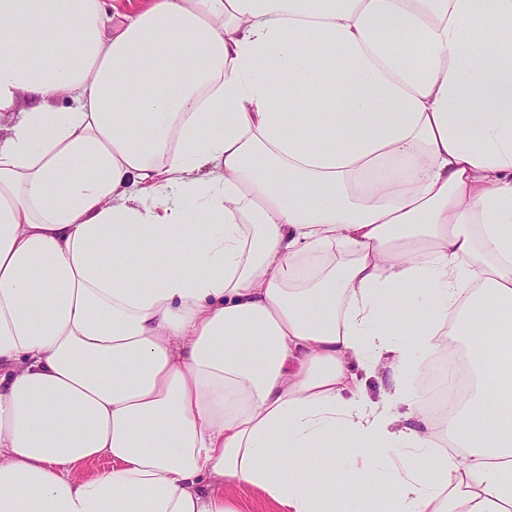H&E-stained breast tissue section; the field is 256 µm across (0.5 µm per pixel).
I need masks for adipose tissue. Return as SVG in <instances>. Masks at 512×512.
Instances as JSON below:
<instances>
[{"label": "adipose tissue", "instance_id": "adipose-tissue-1", "mask_svg": "<svg viewBox=\"0 0 512 512\" xmlns=\"http://www.w3.org/2000/svg\"><path fill=\"white\" fill-rule=\"evenodd\" d=\"M508 33L512 0H0V512H512ZM242 512H273L275 505L261 493L251 490H235Z\"/></svg>", "mask_w": 512, "mask_h": 512}]
</instances>
